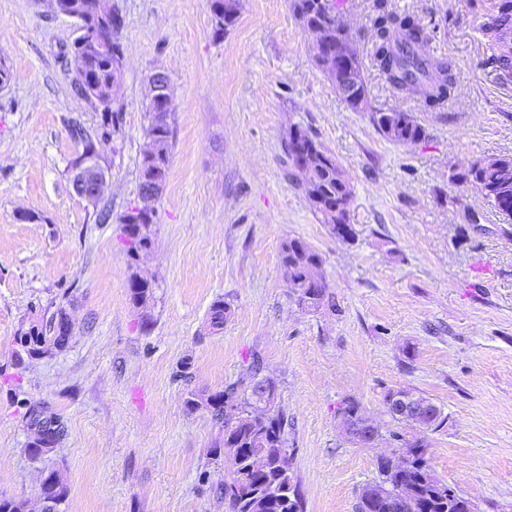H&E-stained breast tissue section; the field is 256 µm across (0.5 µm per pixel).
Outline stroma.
<instances>
[{"mask_svg":"<svg viewBox=\"0 0 512 512\" xmlns=\"http://www.w3.org/2000/svg\"><path fill=\"white\" fill-rule=\"evenodd\" d=\"M113 2L124 72L116 131L98 146L108 183L96 206L71 183L82 144L70 127L97 133L102 116L62 58L75 23L47 0H0V63L12 73L0 88V496L35 512L48 468L69 487L59 512H229L215 491L232 478L219 430L186 392L224 389L256 356L288 416L306 512H355L378 458L411 436L385 413L396 388L446 416L427 434L434 476L477 512H512V222L452 178L464 163L512 156V74L483 30L497 0H387L424 27L432 61L452 65L455 94L434 111L373 67L376 0H344L372 106L424 129L409 144L337 94L291 0H242L221 35L206 0ZM157 68L170 80L172 153L153 246L134 262L117 218L140 203ZM294 126L348 181L351 239L288 180ZM291 238L323 259L321 306L288 288L280 250ZM134 273L153 284L147 303L131 297ZM218 299L232 315L214 331ZM62 303L66 347L16 363L20 331ZM349 401L379 426V446L347 441ZM39 404L67 426L40 463L25 451V412Z\"/></svg>","mask_w":512,"mask_h":512,"instance_id":"obj_1","label":"stroma"}]
</instances>
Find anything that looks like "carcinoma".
<instances>
[{"label": "carcinoma", "instance_id": "cac0c4a2", "mask_svg": "<svg viewBox=\"0 0 512 512\" xmlns=\"http://www.w3.org/2000/svg\"><path fill=\"white\" fill-rule=\"evenodd\" d=\"M208 4L217 34L233 25L241 10V0H208ZM291 7L302 27H320L330 41L351 39L346 27L336 21L338 8L332 0H292ZM504 24H512V0H500L498 12L487 26L492 38H497ZM372 29L373 63L391 89L399 95L416 98L428 109L443 108L455 92L453 69L447 63L430 62L422 53L428 35L419 22L410 15L382 9L374 18ZM69 64L81 96L102 108L104 122L99 136L108 139L110 128L116 125L110 89L120 85L124 68L119 38L100 47L87 58L85 65L78 39H73ZM148 112L151 114L147 128L149 147L140 163L142 205L118 218L133 256L152 246V226L156 220L154 202L166 182L172 151L168 122L172 112L170 95L159 94L148 106ZM404 122L399 135L387 134L385 138L397 144H408L423 136V129L412 117L404 118ZM293 135L310 143L313 157L311 165L304 168L286 162L289 179L305 192L321 223L329 225L342 238L352 236V225L340 223L336 215V208L347 205L351 197L349 183L336 160L307 131L297 127ZM505 170L512 171V156L470 161L461 165L453 178L477 185L494 208L509 219L512 217V177L504 179L501 173ZM280 259L288 288L298 303L319 306L327 292V283L319 273L323 264L321 256L301 239L291 238L282 243ZM129 288L137 303L146 302L153 294L152 283L137 273L130 276ZM231 314L230 304L215 301L210 308V328L222 329ZM67 318L66 311L59 308L45 322L30 325L19 336L20 353L32 358L46 351L51 339L64 335L62 327ZM275 398V382L263 374V364L257 357L251 361L246 376L224 390L210 394L194 389L187 392V408L207 410L224 435L223 448L228 452L233 478L219 485L218 492L230 512H304L299 481L285 446L288 418L279 409L267 413L259 408L261 404L272 406ZM340 418L346 432L358 434V425L363 422L359 404L346 403L340 408ZM26 425L35 434L51 426L59 441L66 434L60 416L47 417L38 407L28 408ZM400 442L406 449V461L395 468L389 458H380V479L364 488L358 497L356 512H411L405 502L407 498L416 503L418 512H466L458 507L457 499H448V484L434 477L427 458L425 435L416 433ZM43 486L59 505L69 494L68 486L53 470L45 476Z\"/></svg>", "mask_w": 512, "mask_h": 512}]
</instances>
